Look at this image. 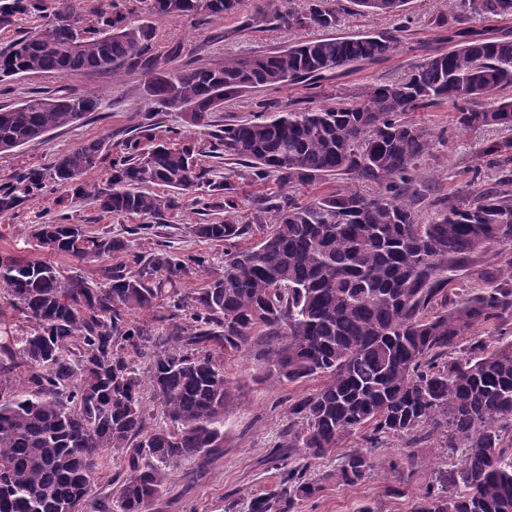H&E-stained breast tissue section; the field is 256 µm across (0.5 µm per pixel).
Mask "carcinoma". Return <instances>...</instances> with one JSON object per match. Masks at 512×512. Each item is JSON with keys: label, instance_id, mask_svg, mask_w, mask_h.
Segmentation results:
<instances>
[{"label": "carcinoma", "instance_id": "cac0c4a2", "mask_svg": "<svg viewBox=\"0 0 512 512\" xmlns=\"http://www.w3.org/2000/svg\"><path fill=\"white\" fill-rule=\"evenodd\" d=\"M126 0L90 15L75 0H0V28L22 16L45 18L29 34L0 46V82L42 73L63 75L91 67L121 76L148 75L146 93L195 128L214 126L224 99L247 89H278L397 53L395 37L333 34L342 0H260L247 25L288 30L317 26L330 32L286 49L226 58L212 66L165 69L152 54V26L127 21ZM243 0H138L149 18L190 17L199 25L239 12ZM410 0H350L362 13L401 15ZM512 18V0H448L435 24L448 31V49L429 54L397 83L368 84L319 106L277 111L262 104L251 118L224 124L222 134L175 147L147 133L124 143L112 159L106 187L84 181L102 159L105 142H89L55 159L54 182L65 201H90L107 218L145 220L128 234H146V219L182 207L204 189L196 214L224 218L186 227L191 236L224 243V266L188 295L178 284L209 257L173 260L168 245L130 252L128 238L90 232L65 213L33 227L42 251L83 263L116 254L100 280L37 259L0 262V288L23 317L20 336H0V512H148L171 471L219 445L230 395L221 357L241 351L254 336L267 338L265 377L298 382L325 377L314 394L293 400L302 420L287 447L311 459L326 457L358 430L378 440L404 437L413 451L436 433L459 462L439 469L412 512H512V342L489 348L462 337L473 328L512 318V260L503 277L457 295L456 272L493 244L512 246V139L486 143L483 154L501 167L485 188L471 170L470 194L422 223L409 189L432 143L411 113L448 104L462 130L512 127V39L467 25V14ZM89 95L36 92L0 107V154L96 111ZM234 160L238 174L283 186L323 176H348L336 191L300 201L263 198L251 220H238L239 188L213 179L217 160ZM374 184L365 194L358 180ZM154 185L161 193L145 190ZM37 170L0 186V214L43 194ZM252 245L236 242L251 231ZM170 300L164 336L135 314ZM152 403L143 397L144 385ZM163 422H158V418ZM122 474L112 503L94 492L108 462ZM373 468L361 448L342 456L336 480L355 485ZM318 483L301 468L283 472L279 487L252 498L251 512H293L313 498Z\"/></svg>", "mask_w": 512, "mask_h": 512}]
</instances>
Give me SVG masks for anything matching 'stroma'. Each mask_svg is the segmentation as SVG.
Instances as JSON below:
<instances>
[{
  "label": "stroma",
  "mask_w": 512,
  "mask_h": 512,
  "mask_svg": "<svg viewBox=\"0 0 512 512\" xmlns=\"http://www.w3.org/2000/svg\"><path fill=\"white\" fill-rule=\"evenodd\" d=\"M255 6L256 0H243L240 13L211 19L202 26L183 17L153 19L152 52L166 59L171 68L188 64L205 66L232 56L265 53L288 47L299 39L315 40L325 35L318 27L293 31L246 26L245 19ZM447 10V0H411L407 6L411 23L403 31L394 17L349 12L343 17L340 33L372 32L398 37L397 55L337 69L318 88L299 83L276 90L241 92L225 99L223 110L215 113L214 119L221 125L248 118L262 100L280 106L320 105L331 91L344 92L364 84L404 80L428 54L447 48L444 31L431 23L433 17ZM175 46L180 53L173 57L169 51ZM146 80V75L138 71L126 72L116 79L106 71L78 70L9 81L6 91L0 93V106L48 90L74 95L92 93L99 99L100 108L75 125L52 131L15 152L0 154V185L29 169L49 172L58 154L101 140L105 143L102 160L87 179L106 186L113 155L141 123L145 112H155L157 136H164L172 128L185 127L180 113L161 108L148 99L144 92ZM416 118L437 138L432 153L420 168L417 184L420 193L417 209L421 220L426 221L432 216L435 203L464 189L470 169H481L484 184L496 182L500 169L482 150L488 141L506 138L508 132L501 128L458 130L455 111L446 105L417 113ZM58 196V190L50 184L41 196L29 199L14 213L0 215V256L39 258L63 271L76 270L98 278L99 263L77 265L63 256L39 253L33 245V226L58 215ZM196 220V214L188 207L166 213L154 220L149 233L133 236L132 246L135 251L147 253L157 243L168 241L175 257L203 252L210 255L213 266H222L223 244L182 234V227ZM266 347L265 337L256 336L245 350L225 356L224 373L231 381L233 396L224 409V441L221 447L186 460L174 470L165 492L153 502L149 512H248L253 496L278 488L281 468L285 465L303 468L309 478L322 486L315 498L296 504L294 512H356L362 505L372 507L374 512H410L414 497L424 490L431 474L449 464L447 454L440 448L439 436L427 437L420 444L421 463L413 470L392 466L394 460L403 457L405 440L391 437L373 446L360 433L345 437L339 450L327 458L307 459L302 449L286 445L288 437L300 427L288 407L292 399L319 390L323 380L310 377L288 383L260 379ZM346 448L367 449L372 459L371 474L362 483L345 485L334 476Z\"/></svg>",
  "instance_id": "1"
}]
</instances>
